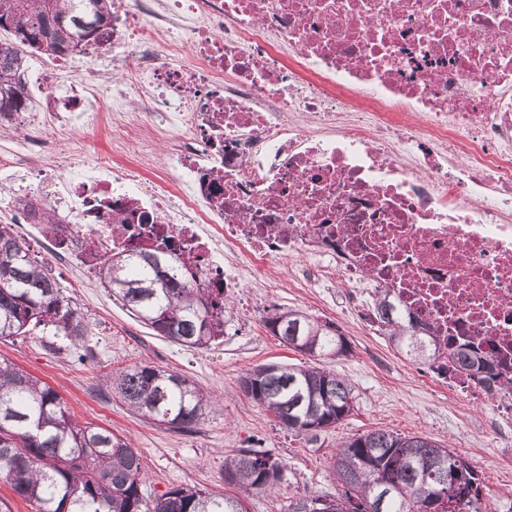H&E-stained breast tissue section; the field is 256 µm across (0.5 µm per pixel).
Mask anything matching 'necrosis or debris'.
<instances>
[{"mask_svg": "<svg viewBox=\"0 0 512 512\" xmlns=\"http://www.w3.org/2000/svg\"><path fill=\"white\" fill-rule=\"evenodd\" d=\"M87 53L43 74L41 109L0 147V208L68 268L89 280L134 241L171 243L197 287L248 308L297 258L291 285L320 312L377 334L384 295L512 360V0H113ZM105 104L122 160L44 143ZM34 147L48 163L19 171ZM33 197L54 225L23 214ZM436 381L512 433V389L449 364Z\"/></svg>", "mask_w": 512, "mask_h": 512, "instance_id": "4bbe7bcc", "label": "necrosis or debris"}]
</instances>
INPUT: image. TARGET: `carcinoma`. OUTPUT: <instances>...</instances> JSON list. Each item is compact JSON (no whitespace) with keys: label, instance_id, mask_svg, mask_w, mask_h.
Here are the masks:
<instances>
[{"label":"carcinoma","instance_id":"cac0c4a2","mask_svg":"<svg viewBox=\"0 0 512 512\" xmlns=\"http://www.w3.org/2000/svg\"><path fill=\"white\" fill-rule=\"evenodd\" d=\"M111 28L112 0H0V30L14 36L0 43V121L31 108L26 84L17 79L25 48L61 57L67 48L99 42ZM97 278L158 336L190 348L209 347L224 336V289L196 287L189 266L174 254L150 245L118 250L99 263ZM264 326L289 346L312 341L321 358L351 353L335 325L299 311L276 310ZM38 328L74 348L85 334L51 270L30 256L13 225L0 224V338ZM383 333L406 355L430 361L413 320H389ZM448 362L490 385L512 384V375L502 377L499 363L468 343H448ZM104 385L145 420L175 430L197 424L210 404L181 374L148 363L108 375ZM240 386L295 432L330 427L353 409L349 382L319 366L259 365L241 376ZM332 459L344 494L313 498L299 512H326L329 503L332 512H465L483 499L476 471L423 436L370 431L341 444ZM0 477L36 512H248L247 499L272 491L283 468L264 451L242 448L224 460V484L235 493L176 486L149 501L140 455L128 442L76 422L49 384L1 360Z\"/></svg>","mask_w":512,"mask_h":512}]
</instances>
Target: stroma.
Returning a JSON list of instances; mask_svg holds the SVG:
<instances>
[{"mask_svg": "<svg viewBox=\"0 0 512 512\" xmlns=\"http://www.w3.org/2000/svg\"><path fill=\"white\" fill-rule=\"evenodd\" d=\"M51 270L82 317L89 358L57 352L37 332L0 339V358L47 382L81 423L131 442L146 473V498L179 485L224 493L225 457L254 448L280 462L284 477L277 493L253 496L249 512H297L298 504L312 498L342 495L331 459L337 445L382 430L417 433L449 446L478 472L493 512H512V496L505 492L512 485V442L495 427L492 408H470L434 387L429 365L410 361L387 337L336 319L352 352L326 359L324 365L351 382L353 408L325 430L282 429L270 412L242 393L240 378L247 369L275 362H316L315 357L281 345L263 324L277 307L314 310L309 300L286 289L288 270H280L281 287L265 292L257 309L229 310L223 337L206 349L156 336L115 302L99 281L77 284L62 262L52 263ZM140 363L179 372L214 396V406L192 431L175 432L150 423L107 394L103 374Z\"/></svg>", "mask_w": 512, "mask_h": 512, "instance_id": "stroma-1", "label": "stroma"}]
</instances>
